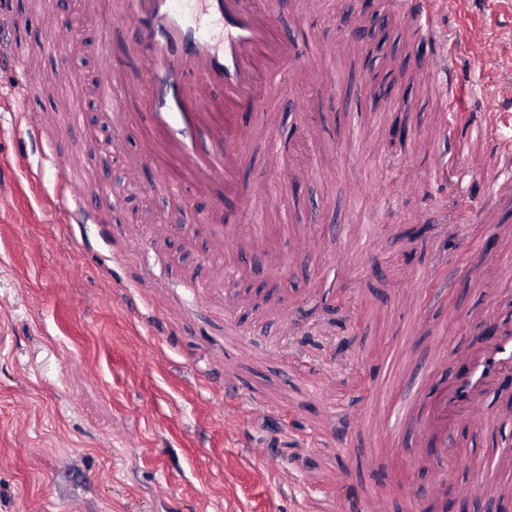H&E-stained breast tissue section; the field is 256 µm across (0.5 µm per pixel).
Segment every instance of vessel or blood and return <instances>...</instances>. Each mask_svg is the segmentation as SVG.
Listing matches in <instances>:
<instances>
[{
  "instance_id": "1",
  "label": "vessel or blood",
  "mask_w": 512,
  "mask_h": 512,
  "mask_svg": "<svg viewBox=\"0 0 512 512\" xmlns=\"http://www.w3.org/2000/svg\"><path fill=\"white\" fill-rule=\"evenodd\" d=\"M122 2L135 14L136 30L129 41L108 51L110 73L98 87L117 123L137 130L145 156L170 192L178 195L184 187L194 188L211 198L228 217L267 204L265 190L249 192L243 186L244 146L255 134L254 128L244 122L243 112L257 107L260 80L286 63L302 60L296 45L280 32L274 6L258 7L257 0H206L224 23V41L218 45L200 33L185 14L173 12L170 0ZM393 2L400 19L416 24L428 41H438L439 0ZM15 26L10 0H0L1 71L23 65L11 35ZM133 65L152 77L149 110L145 113L135 107L141 97L140 88L127 80ZM188 69L220 86L221 99L189 93L183 82ZM430 69L443 85L446 106L459 105L463 94L454 78L451 54L434 52ZM67 81L63 73H30L20 91L32 96L43 86ZM491 186L495 191L493 200L468 195L463 198L466 207L488 224L500 220L499 202L512 201V167L496 169ZM63 189L74 201V222L100 223V210L83 204L86 187L78 172H68ZM438 370L435 362L420 369L414 386L394 414L391 431H415L429 453L444 460L461 426L490 428V421L481 412L487 395L503 376L512 373V325L497 328L493 336L469 352L464 371L443 379L438 377Z\"/></svg>"
}]
</instances>
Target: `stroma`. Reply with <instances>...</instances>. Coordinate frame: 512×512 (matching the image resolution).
I'll list each match as a JSON object with an SVG mask.
<instances>
[{"label": "stroma", "mask_w": 512, "mask_h": 512, "mask_svg": "<svg viewBox=\"0 0 512 512\" xmlns=\"http://www.w3.org/2000/svg\"><path fill=\"white\" fill-rule=\"evenodd\" d=\"M12 4L27 18L18 37L32 70L67 74L70 84L22 100L18 73H0V512H338L346 497L414 512L430 501L419 470L436 462L411 431L387 438L382 417L435 348L454 372L479 343L472 316L512 323V222L484 228L454 192L420 175L437 149H451L471 195L488 199L499 164L482 137L434 138L439 90L417 64L422 42L398 29L395 61L406 71L384 101L371 76L391 62L365 70L366 49L338 26L361 0H296L277 14L333 77L284 68L258 90L252 121L274 138L247 147L243 180L279 201L234 221L280 228L261 295L245 280L221 285L224 261L249 263L252 250L208 259L210 232L224 227L209 200L190 193L181 206L162 187H130L141 139L102 130L112 116L97 99L101 46L127 39L132 17L99 18L76 0ZM440 22L460 44L482 29L484 56L456 62L461 86L512 56V0H451ZM55 27L72 32L69 45H45ZM21 110L52 124L48 145L29 140ZM398 120L410 130L402 146L390 134ZM361 144L390 160L380 184L391 203L370 211L377 251L350 256L342 237L357 229L350 188ZM274 146L289 153L295 181L270 168ZM71 165L88 184L111 187L109 235L69 223L62 184ZM488 240L505 266L489 280L463 275ZM416 269L428 275L417 314L395 303ZM413 319L419 337L383 385L380 360ZM255 401L264 411L252 410ZM486 404L499 417L493 435L471 430L465 447L448 450L456 486L471 484L493 442L512 443L503 413L512 382ZM350 418L359 425L340 441L334 423Z\"/></svg>", "instance_id": "1"}]
</instances>
